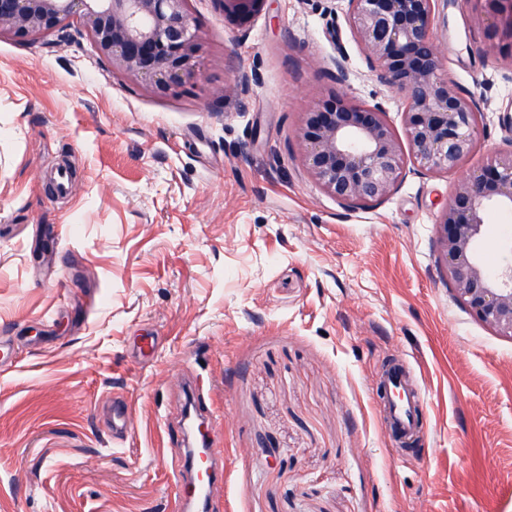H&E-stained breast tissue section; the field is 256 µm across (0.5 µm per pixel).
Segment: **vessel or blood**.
I'll return each instance as SVG.
<instances>
[{"instance_id":"obj_1","label":"vessel or blood","mask_w":512,"mask_h":512,"mask_svg":"<svg viewBox=\"0 0 512 512\" xmlns=\"http://www.w3.org/2000/svg\"><path fill=\"white\" fill-rule=\"evenodd\" d=\"M382 400L381 421L402 451H412L424 432V396L409 365L403 361L384 363L375 386ZM131 407L119 394L112 397L109 426L112 438L124 440L130 427ZM180 493L173 502V512H211L215 496L224 487L221 450L203 442L199 452L184 454L177 471Z\"/></svg>"}]
</instances>
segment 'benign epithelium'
Returning a JSON list of instances; mask_svg holds the SVG:
<instances>
[{
	"mask_svg": "<svg viewBox=\"0 0 512 512\" xmlns=\"http://www.w3.org/2000/svg\"><path fill=\"white\" fill-rule=\"evenodd\" d=\"M482 0L497 34L512 35V7ZM191 0H0V37L32 41L80 26L96 54L142 89L165 95L195 76L201 36ZM224 22L248 30L269 0H213ZM346 21L378 80L406 94L405 134L414 164L429 173L460 170L477 148L480 112L441 74L428 32L436 0H346ZM311 179L345 206L380 202L404 177V153L388 112L348 95L313 102L296 131ZM512 214V150L461 178L438 220L440 266L456 299L512 341V262L491 270L486 213Z\"/></svg>",
	"mask_w": 512,
	"mask_h": 512,
	"instance_id": "1",
	"label": "benign epithelium"
}]
</instances>
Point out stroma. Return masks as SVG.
<instances>
[{"instance_id":"35a3bbf8","label":"stroma","mask_w":512,"mask_h":512,"mask_svg":"<svg viewBox=\"0 0 512 512\" xmlns=\"http://www.w3.org/2000/svg\"><path fill=\"white\" fill-rule=\"evenodd\" d=\"M191 7L198 76L163 96L78 32L0 39V512H172L187 373L223 414L219 512H512V340L455 301L436 252L459 173L410 165L345 208L300 159L303 112L336 92L399 128L407 99L344 0H273L245 32ZM430 37L485 116L480 169L512 148V61L475 0H439ZM396 358L424 391L420 459L372 394ZM118 391L121 445L103 422ZM131 407L120 394L112 395V410L108 418L112 440L123 442L130 427Z\"/></svg>"}]
</instances>
